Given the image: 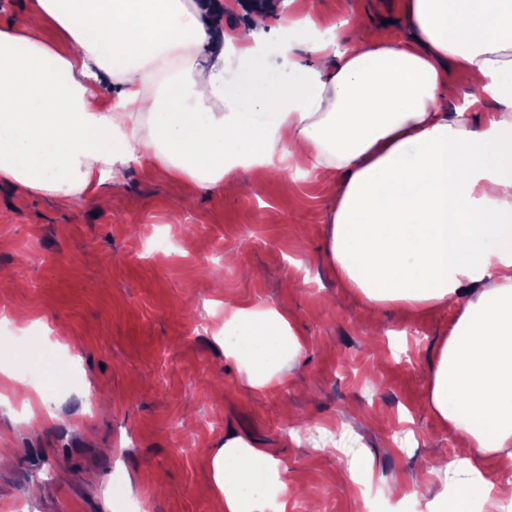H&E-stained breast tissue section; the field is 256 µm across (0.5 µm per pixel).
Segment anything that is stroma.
Listing matches in <instances>:
<instances>
[{
    "instance_id": "1",
    "label": "stroma",
    "mask_w": 512,
    "mask_h": 512,
    "mask_svg": "<svg viewBox=\"0 0 512 512\" xmlns=\"http://www.w3.org/2000/svg\"><path fill=\"white\" fill-rule=\"evenodd\" d=\"M328 19L360 20L377 39L400 30L399 0H316ZM332 189L287 173L259 195L201 193L131 166L125 185L67 209L0 184V364L40 376L0 384V512H214L215 451L238 439L271 449L306 494L267 491L265 512H385L373 482L441 491L426 462L457 440L420 406L434 349L454 313L371 308L322 263ZM170 239L155 254V237ZM287 310L303 348L274 393L227 356L215 309ZM404 333L408 352L378 361L371 345ZM36 413L40 424L26 423ZM350 426L359 482L337 457L293 433ZM413 431L399 448L394 431Z\"/></svg>"
}]
</instances>
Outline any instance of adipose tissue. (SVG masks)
Returning <instances> with one entry per match:
<instances>
[{"mask_svg":"<svg viewBox=\"0 0 512 512\" xmlns=\"http://www.w3.org/2000/svg\"><path fill=\"white\" fill-rule=\"evenodd\" d=\"M395 41L269 0L225 30L197 0H33L0 26V182L64 207L130 166L196 190L259 191L295 170L332 185L339 287L379 308H448L425 407L461 438L427 512H478L491 459L512 461V0H401ZM287 71L263 57L272 33ZM243 62L224 77L226 53ZM314 56L308 64L306 56ZM474 91L456 103L451 73ZM225 353L268 389L301 352L285 310L224 305ZM220 512H263L270 449L214 457Z\"/></svg>","mask_w":512,"mask_h":512,"instance_id":"adipose-tissue-1","label":"adipose tissue"}]
</instances>
